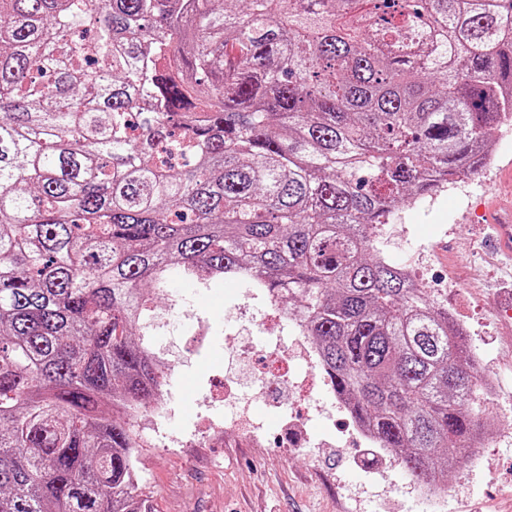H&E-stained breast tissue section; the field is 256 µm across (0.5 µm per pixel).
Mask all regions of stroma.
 <instances>
[{
  "mask_svg": "<svg viewBox=\"0 0 512 512\" xmlns=\"http://www.w3.org/2000/svg\"><path fill=\"white\" fill-rule=\"evenodd\" d=\"M511 163L512 134L497 148L493 166L476 173L467 187L407 203L376 240L397 263L411 249L433 250L431 265L418 276L466 330L475 374H493L499 382L488 401L491 427L483 460L449 471L453 492L440 512H512V320L503 312V293L512 291V255L491 246L494 229L483 215ZM451 279L457 288H448ZM178 289L191 304L190 318L173 327L168 308H157V348L183 363L176 412L159 428L184 430L187 439L183 447L161 448L153 434L141 438L137 471L153 512H426L418 485L395 459L373 468L353 466L367 445L347 432L340 412L320 416L301 400L278 407L258 400L251 407L258 433L194 440L198 421L211 414L205 403L209 384L226 371L228 339L250 337L261 351L267 337L239 315V292L226 283L182 282ZM200 323L210 336L201 351L192 339Z\"/></svg>",
  "mask_w": 512,
  "mask_h": 512,
  "instance_id": "obj_1",
  "label": "stroma"
}]
</instances>
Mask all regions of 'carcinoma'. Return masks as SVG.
I'll list each match as a JSON object with an SVG mask.
<instances>
[{"label": "carcinoma", "mask_w": 512, "mask_h": 512, "mask_svg": "<svg viewBox=\"0 0 512 512\" xmlns=\"http://www.w3.org/2000/svg\"><path fill=\"white\" fill-rule=\"evenodd\" d=\"M512 113V0H0V512H152L153 297L292 295L419 483L484 429L448 308L374 247Z\"/></svg>", "instance_id": "1"}]
</instances>
